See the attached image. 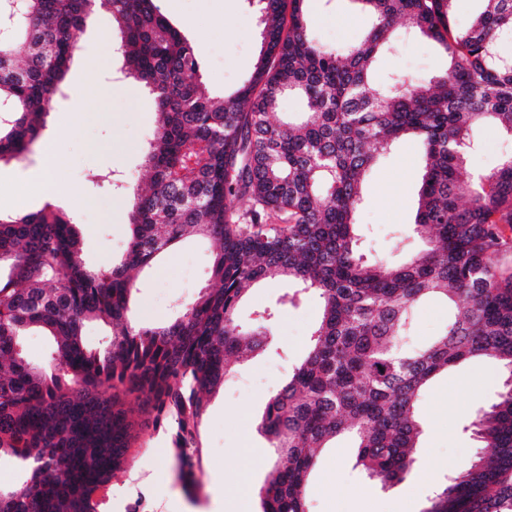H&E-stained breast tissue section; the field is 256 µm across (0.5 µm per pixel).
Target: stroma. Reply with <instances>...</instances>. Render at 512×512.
<instances>
[{"mask_svg":"<svg viewBox=\"0 0 512 512\" xmlns=\"http://www.w3.org/2000/svg\"><path fill=\"white\" fill-rule=\"evenodd\" d=\"M160 11L192 44L203 64L202 88L210 95L235 91L249 78L260 51L257 21L245 0H157ZM371 23L356 0H314L310 30L323 45L344 50L361 42ZM112 18L101 13L87 23L79 50L67 74L69 86H84L85 111L72 108L70 98L58 99L46 118V128L33 154L0 167V213L24 214L40 209L45 199L27 178L44 151L59 159L61 181L78 186L86 206L77 214L82 248L100 267L109 266L126 248L129 207L123 194L96 183L93 173L118 170L130 183L147 185L149 175L140 153L156 127V107L142 86L118 77L120 55L105 58L99 44L112 37ZM447 67L440 46L426 38L400 39L379 62V77L400 73L425 83ZM479 146L467 170L487 174L512 157V135L490 127L477 131ZM423 168V149L414 138L393 144L369 173L357 212L366 258L406 262L422 246L413 232L415 192ZM212 248L204 239L189 237L139 275L137 315L147 325L172 319L182 303L192 300L209 280ZM294 286L283 280L255 285L241 303L243 327L257 325L259 314L276 309L278 351L257 355L238 366L223 389L206 399L200 446L199 486L186 491L171 460V438L155 432L151 415L135 399L126 409L136 425L134 460L109 482L108 512H123L124 503L146 496L151 512H181L193 504L207 512L213 497H222L227 512H244L239 501L243 481L259 487L273 454L258 435L256 418L268 396L291 375L303 357L319 319L316 299L282 298ZM505 376L489 359L459 364L439 375L423 392L419 411L425 422L421 445L425 452L414 474L388 489L369 482L354 468L355 451L339 441L317 459L309 487L308 512H424L427 498L448 473L469 469L480 451L465 431L469 411L484 406L501 388ZM260 448V455L241 456V448Z\"/></svg>","mask_w":512,"mask_h":512,"instance_id":"stroma-1","label":"stroma"}]
</instances>
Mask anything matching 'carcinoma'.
I'll list each match as a JSON object with an SVG mask.
<instances>
[{
	"label": "carcinoma",
	"instance_id": "carcinoma-1",
	"mask_svg": "<svg viewBox=\"0 0 512 512\" xmlns=\"http://www.w3.org/2000/svg\"><path fill=\"white\" fill-rule=\"evenodd\" d=\"M307 0H247L262 45L249 79L229 95L201 88L191 43L155 0H26L11 19L0 0V163L42 136L86 22L112 15L124 77L152 95L158 125L143 152L149 185L133 194L127 247L103 269L80 247L75 217L51 203L0 214V512H105L106 487L129 465L135 396L171 433L174 464L193 489L203 396L231 365L273 345L274 312L244 329L237 308L253 284L286 278L322 313L307 354L267 399L259 429L275 460L257 490L260 512H308L317 453L338 438L356 467L390 488L418 462L420 396L439 374L474 358L505 371L503 389L469 417L481 447L424 512H512V157L462 178L474 130L512 134V0H483L465 30L455 0H356L372 17L364 42L337 51L309 34ZM399 25L448 58L430 84L373 78ZM286 98L306 109L274 124ZM423 146L414 230L423 248L404 264L360 252L356 211L366 174L391 145ZM189 234L213 247L209 284L175 319L143 326L131 300L142 271ZM427 299L455 310L444 330L409 343ZM112 328L96 347L83 328ZM38 328L47 363L22 356Z\"/></svg>",
	"mask_w": 512,
	"mask_h": 512
}]
</instances>
